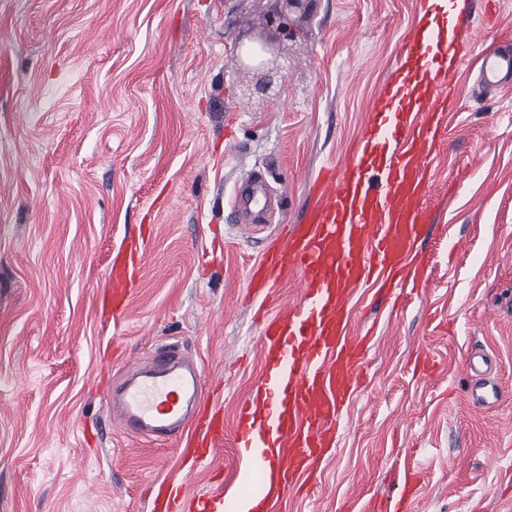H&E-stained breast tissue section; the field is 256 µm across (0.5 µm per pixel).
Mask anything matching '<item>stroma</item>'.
<instances>
[{"instance_id":"1","label":"stroma","mask_w":512,"mask_h":512,"mask_svg":"<svg viewBox=\"0 0 512 512\" xmlns=\"http://www.w3.org/2000/svg\"><path fill=\"white\" fill-rule=\"evenodd\" d=\"M273 0H0V512H175L231 498L247 461L234 413L263 362L258 306L300 299L296 280L248 298V270L299 223L321 168L347 155L384 86L420 0H314L285 29ZM477 48L512 35V0H464ZM270 36L286 77L252 93L238 44ZM460 73L459 112L432 171L438 206L424 250L431 286L401 312L358 292L377 321L368 381L340 426L313 500L287 512H343L398 495L421 473L418 512H499L512 469V87ZM260 178L267 204L232 202ZM152 229L121 330L99 310L112 253ZM177 345L204 371L202 402L224 412V451L182 463L176 437L117 433L105 398L124 356ZM484 351L503 388L473 405L462 364ZM428 353L436 376L415 372Z\"/></svg>"}]
</instances>
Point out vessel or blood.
Instances as JSON below:
<instances>
[{
	"label": "vessel or blood",
	"mask_w": 512,
	"mask_h": 512,
	"mask_svg": "<svg viewBox=\"0 0 512 512\" xmlns=\"http://www.w3.org/2000/svg\"><path fill=\"white\" fill-rule=\"evenodd\" d=\"M455 15V0H425L421 22L408 34L386 91L369 102L368 120L348 158L324 170L305 222L249 270L251 288L293 278L302 292L298 304L281 307L263 323L258 346L266 386L237 405L235 442L251 450L264 478L253 495L270 510L315 484L336 445L337 423L364 382L371 339L354 325L355 291L370 284L396 300L406 288L429 284L431 257L418 243L433 222L431 165L448 115L458 108L454 77L471 49ZM479 61L483 85L512 86L511 49L480 54ZM148 243V235L130 237L112 255L111 291L101 307L113 323L127 313ZM463 368L475 377L473 404L497 406L502 388L480 376L475 354L467 355ZM123 369L120 400L112 405L121 432L183 434L185 453L195 463L223 449V416L199 418L203 372L176 347L149 367L125 358Z\"/></svg>",
	"instance_id": "b4317fda"
}]
</instances>
